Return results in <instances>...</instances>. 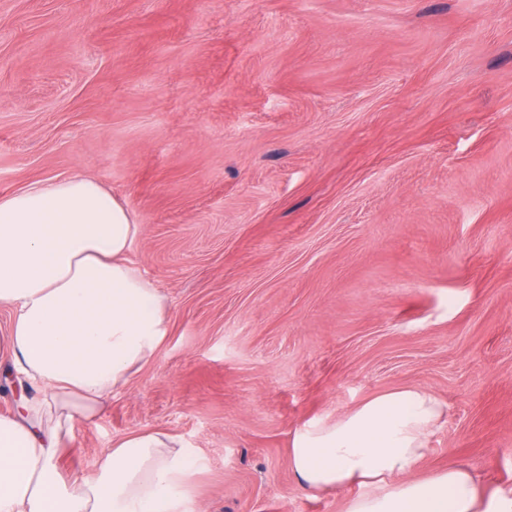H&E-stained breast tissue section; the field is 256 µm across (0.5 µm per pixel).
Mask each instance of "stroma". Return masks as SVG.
I'll return each mask as SVG.
<instances>
[{"label":"stroma","instance_id":"stroma-1","mask_svg":"<svg viewBox=\"0 0 512 512\" xmlns=\"http://www.w3.org/2000/svg\"><path fill=\"white\" fill-rule=\"evenodd\" d=\"M74 174L171 329L65 472L163 429L190 512H344L294 432L413 387L417 477L512 486V0H0V195Z\"/></svg>","mask_w":512,"mask_h":512}]
</instances>
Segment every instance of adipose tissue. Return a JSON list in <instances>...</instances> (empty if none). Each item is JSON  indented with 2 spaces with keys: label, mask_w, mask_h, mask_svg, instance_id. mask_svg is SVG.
Listing matches in <instances>:
<instances>
[{
  "label": "adipose tissue",
  "mask_w": 512,
  "mask_h": 512,
  "mask_svg": "<svg viewBox=\"0 0 512 512\" xmlns=\"http://www.w3.org/2000/svg\"><path fill=\"white\" fill-rule=\"evenodd\" d=\"M132 213L95 179L38 181L0 197V363L35 394L0 415V512H185L199 466L155 429L114 441L89 477L58 461L75 418L94 419L169 334L167 299L127 260ZM448 406L418 388L387 391L297 429L290 465L310 492L357 487L346 512H512V488L479 490L473 471L414 473Z\"/></svg>",
  "instance_id": "adipose-tissue-1"
}]
</instances>
